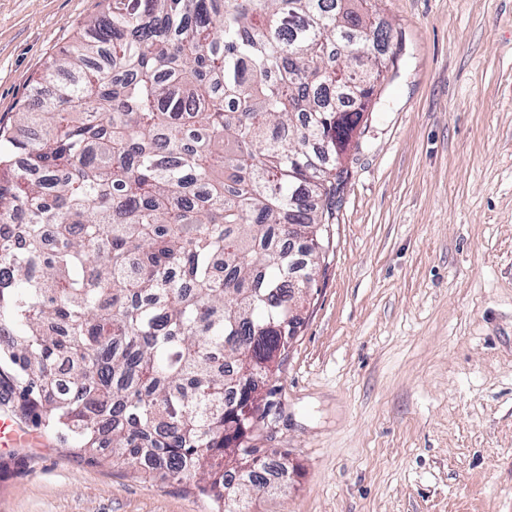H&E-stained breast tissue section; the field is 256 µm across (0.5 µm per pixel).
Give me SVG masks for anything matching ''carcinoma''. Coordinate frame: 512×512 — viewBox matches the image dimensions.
Returning a JSON list of instances; mask_svg holds the SVG:
<instances>
[{
	"label": "carcinoma",
	"instance_id": "cac0c4a2",
	"mask_svg": "<svg viewBox=\"0 0 512 512\" xmlns=\"http://www.w3.org/2000/svg\"><path fill=\"white\" fill-rule=\"evenodd\" d=\"M104 2L0 128V384L74 447L253 512L268 451L224 432L274 406L245 410L401 47L374 0ZM226 457L254 463L228 502Z\"/></svg>",
	"mask_w": 512,
	"mask_h": 512
}]
</instances>
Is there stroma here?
Returning a JSON list of instances; mask_svg holds the SVG:
<instances>
[{"instance_id":"stroma-1","label":"stroma","mask_w":512,"mask_h":512,"mask_svg":"<svg viewBox=\"0 0 512 512\" xmlns=\"http://www.w3.org/2000/svg\"><path fill=\"white\" fill-rule=\"evenodd\" d=\"M101 0H0V127ZM402 41L255 443L257 512H512V0H377ZM0 512H216L22 424Z\"/></svg>"}]
</instances>
